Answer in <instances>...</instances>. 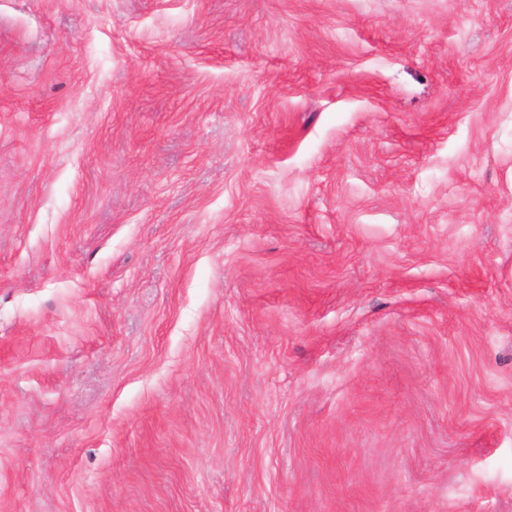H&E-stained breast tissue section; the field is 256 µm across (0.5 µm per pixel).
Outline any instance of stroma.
Masks as SVG:
<instances>
[{
  "instance_id": "1",
  "label": "stroma",
  "mask_w": 512,
  "mask_h": 512,
  "mask_svg": "<svg viewBox=\"0 0 512 512\" xmlns=\"http://www.w3.org/2000/svg\"><path fill=\"white\" fill-rule=\"evenodd\" d=\"M0 512H512V0H0Z\"/></svg>"
}]
</instances>
